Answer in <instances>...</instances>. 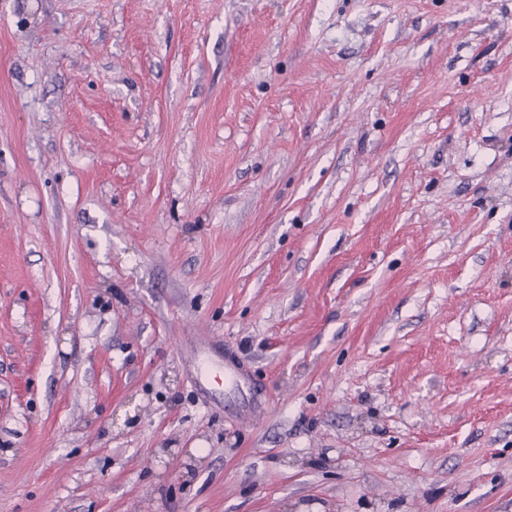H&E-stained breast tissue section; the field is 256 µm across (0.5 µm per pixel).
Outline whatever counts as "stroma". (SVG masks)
<instances>
[{"label": "stroma", "instance_id": "1", "mask_svg": "<svg viewBox=\"0 0 512 512\" xmlns=\"http://www.w3.org/2000/svg\"><path fill=\"white\" fill-rule=\"evenodd\" d=\"M0 512H512V0H0Z\"/></svg>", "mask_w": 512, "mask_h": 512}]
</instances>
